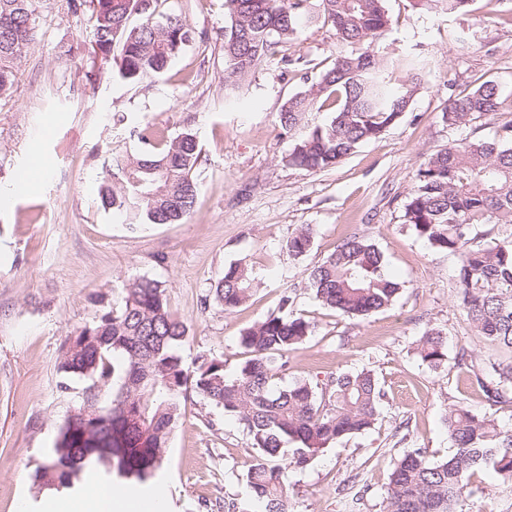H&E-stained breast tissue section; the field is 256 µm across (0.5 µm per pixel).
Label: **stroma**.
<instances>
[{
	"instance_id": "35a3bbf8",
	"label": "stroma",
	"mask_w": 512,
	"mask_h": 512,
	"mask_svg": "<svg viewBox=\"0 0 512 512\" xmlns=\"http://www.w3.org/2000/svg\"><path fill=\"white\" fill-rule=\"evenodd\" d=\"M196 41L150 87L113 77L91 52L89 7L71 11L50 0L38 36L17 68L11 97L0 99V512H57L32 481L59 431L79 407L88 380L59 369L62 351L84 326L119 306L129 282L163 285L170 310L188 328L186 368L217 356L234 373L248 356L243 331L280 314L313 326L286 357L278 386L324 382L338 371L370 370L384 398L372 428L329 444L306 468L286 466L290 512H383L396 462L423 448L438 458L451 442L444 416L460 404L512 429V406L489 405L456 365L460 349L479 364L512 361V352L474 335L456 290L457 258L416 236L405 222L414 174L448 142L488 138L512 120V0H472L465 14L385 0L391 29L380 53L429 59L427 74L402 117L336 167L311 172L286 164L293 140L278 125L282 105L305 91L320 69L347 53L329 28L302 27L278 45V58L240 85L224 82V0H167ZM294 57L286 65L285 57ZM502 89L488 120L453 128L441 119L450 98L488 79ZM148 123L168 135L193 128L202 148L194 213L185 223L127 230L98 199L107 161L138 149L129 131ZM45 166L25 184L15 174L33 158ZM313 229L306 254L285 248L302 226ZM375 242L403 288L389 308L347 318L307 287L308 268L347 237ZM254 279L250 299L227 311L207 297L231 263ZM431 328L447 337L440 366L423 362L420 339ZM255 454L237 419L188 389L156 478L169 512H224L244 497ZM457 512H512V488L482 468Z\"/></svg>"
}]
</instances>
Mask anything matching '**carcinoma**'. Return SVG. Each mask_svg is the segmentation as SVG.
<instances>
[{"label": "carcinoma", "instance_id": "1", "mask_svg": "<svg viewBox=\"0 0 512 512\" xmlns=\"http://www.w3.org/2000/svg\"><path fill=\"white\" fill-rule=\"evenodd\" d=\"M45 0H0V98L11 93L16 65L34 40L36 16ZM165 0H90L95 41L92 54L108 57L120 49L116 75L136 85L150 84L194 39L183 17L161 8ZM224 0V79L241 82L268 63L274 48L294 39L302 21L330 27L352 47L325 68L304 92L291 96L279 112L282 131L294 138L287 162L309 171L336 166L365 142L381 136L406 112L414 87H393L396 75L417 79L425 71L410 53L382 56L373 42L392 24L385 0ZM471 0H414L448 13ZM494 80L448 100L442 120L465 127L500 110ZM130 136L142 144L130 156H114L105 167L98 195L103 209L125 218L130 229L179 224L193 211L200 161L191 129L169 136L146 125ZM512 122L490 138L461 139L432 154L418 168L405 205L406 223L433 247L458 258L457 286L475 335L512 351ZM313 229L288 238L294 256L306 253ZM247 267L232 263L212 291L213 302L229 311L251 296ZM314 298L348 317L390 306L402 285L388 271L378 246L352 236L308 273ZM313 331L301 317L270 316L248 328L241 344L249 357L231 376L224 362L205 357L185 368L178 349L186 324L168 308L159 281L141 277L128 285L123 304L82 328L64 352L60 370L107 387L106 407L86 395L80 405L106 416L110 441L67 420L51 460L34 474L39 487L72 490L85 470L147 482L161 466L187 385L224 413L244 423L256 455L247 472L250 496L225 504L227 512H288V488L278 460L305 468L327 445L374 424L383 393L369 370L338 372L320 386L306 382L280 388L274 364ZM423 361L439 366L446 358L442 331L428 330ZM457 367L475 378L492 406L512 404V365L485 368L468 351ZM452 448L434 459L422 448L395 465L386 512H456L455 506L477 470L492 466L512 484V431L495 419L462 406L446 416ZM297 446L285 448L288 441Z\"/></svg>", "mask_w": 512, "mask_h": 512}]
</instances>
